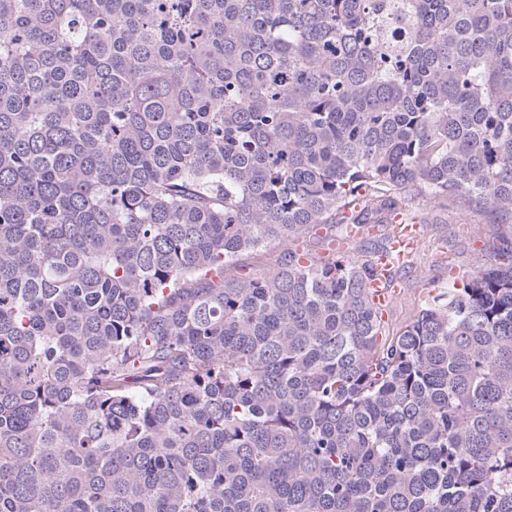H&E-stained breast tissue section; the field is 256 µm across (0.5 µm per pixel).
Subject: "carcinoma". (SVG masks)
<instances>
[{
    "label": "carcinoma",
    "mask_w": 512,
    "mask_h": 512,
    "mask_svg": "<svg viewBox=\"0 0 512 512\" xmlns=\"http://www.w3.org/2000/svg\"><path fill=\"white\" fill-rule=\"evenodd\" d=\"M411 192L512 217V0H0V512H512V225L390 338ZM335 225V226H331ZM343 232L336 224H326L324 229H320L317 235L301 236L291 244L299 245L300 249L308 253L313 261L320 262L332 255L334 252L329 248L330 243L336 238H342ZM284 244L272 243L265 248L242 254L224 267L227 278H262L276 272L282 262Z\"/></svg>",
    "instance_id": "obj_1"
}]
</instances>
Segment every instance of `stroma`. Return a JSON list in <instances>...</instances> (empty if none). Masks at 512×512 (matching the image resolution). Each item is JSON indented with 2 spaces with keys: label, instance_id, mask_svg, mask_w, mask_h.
I'll return each mask as SVG.
<instances>
[{
  "label": "stroma",
  "instance_id": "1",
  "mask_svg": "<svg viewBox=\"0 0 512 512\" xmlns=\"http://www.w3.org/2000/svg\"><path fill=\"white\" fill-rule=\"evenodd\" d=\"M426 232L409 268L400 274V293L385 315L386 332L399 334L433 297L452 286L456 273L494 262L501 232L496 215L476 213L457 204H437L427 196L410 195L402 213ZM285 247L274 243L242 254L224 267L228 278H262L276 272Z\"/></svg>",
  "mask_w": 512,
  "mask_h": 512
}]
</instances>
